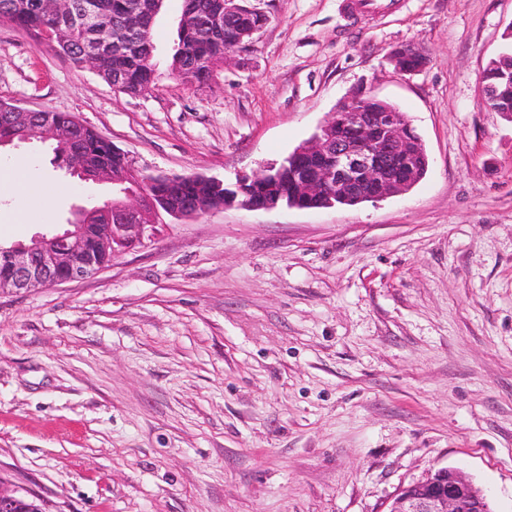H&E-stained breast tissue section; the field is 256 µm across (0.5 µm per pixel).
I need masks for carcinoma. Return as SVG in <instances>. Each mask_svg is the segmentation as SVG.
Masks as SVG:
<instances>
[{
  "label": "carcinoma",
  "instance_id": "1",
  "mask_svg": "<svg viewBox=\"0 0 512 512\" xmlns=\"http://www.w3.org/2000/svg\"><path fill=\"white\" fill-rule=\"evenodd\" d=\"M70 2L75 13L88 12L96 19V25L111 31L110 46L96 65L97 74L125 94L148 92L154 84L155 72L152 26L163 0H140L141 22L137 26L133 25L127 10L133 0ZM217 13H224V0H183L178 42L170 62L172 72L194 71L208 77L211 70L224 61L234 32L257 22V18L243 14L224 20V26L217 31L201 28L200 23ZM0 19L39 35L45 31L50 33L49 44L78 67L82 66L86 47L93 40V29L75 25L47 11L43 0H0ZM511 64L512 49H508L501 54L499 65L487 69L482 79L484 85L497 84L498 106L509 109H512V71L505 80L500 79V74ZM42 121L57 126V138L51 141L57 160H63L73 149L80 148L90 169L107 168L127 181L140 179L138 186L145 193L142 197L145 203L149 201L159 207L164 203L172 207L197 204L204 209L209 206L210 191L205 183L187 178L176 186H169L149 174L128 168V161L112 153V143L102 139L96 131L90 128L71 130L65 115L47 112Z\"/></svg>",
  "mask_w": 512,
  "mask_h": 512
}]
</instances>
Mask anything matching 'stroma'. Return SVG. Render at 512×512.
Here are the masks:
<instances>
[{
	"mask_svg": "<svg viewBox=\"0 0 512 512\" xmlns=\"http://www.w3.org/2000/svg\"><path fill=\"white\" fill-rule=\"evenodd\" d=\"M342 2L260 0L264 30L189 83L164 0L140 95L0 21V100L77 115L153 174L234 182L360 90L430 159L402 195L171 217L90 278L0 295V484L42 512H384L442 467L512 512V121L478 105L512 0ZM16 157L45 195L0 192L2 244L112 198L49 143ZM408 55H412V56L421 55L419 67L417 68L416 71L411 72V73H408L406 71L415 69L416 66L418 65V59L412 58V57L405 59L403 61V67L406 70L405 71L402 69V60L405 56H408ZM392 61L398 70L404 72L407 75H411L425 67V65L427 63V58L424 54H421L415 48L407 46V47H401V48L397 49L394 52V54L392 55Z\"/></svg>",
	"mask_w": 512,
	"mask_h": 512,
	"instance_id": "obj_1",
	"label": "stroma"
}]
</instances>
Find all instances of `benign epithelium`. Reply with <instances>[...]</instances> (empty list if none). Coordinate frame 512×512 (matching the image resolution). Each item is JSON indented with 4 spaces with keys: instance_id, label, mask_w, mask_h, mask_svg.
I'll return each instance as SVG.
<instances>
[{
    "instance_id": "1",
    "label": "benign epithelium",
    "mask_w": 512,
    "mask_h": 512,
    "mask_svg": "<svg viewBox=\"0 0 512 512\" xmlns=\"http://www.w3.org/2000/svg\"><path fill=\"white\" fill-rule=\"evenodd\" d=\"M252 12L260 22L240 33L237 44L248 43L266 26L267 14L253 0H224V14ZM371 94L359 91L341 103L312 139L295 156L314 163L308 176L294 182V195L316 207L323 196L340 195L378 201L407 190L408 173L415 172V132L402 112H372ZM13 120L21 126L16 137L53 140L56 129L33 119V111L16 108ZM284 168L271 164L242 174L231 187L207 178L210 192L219 199L210 209L236 204L247 210H271L282 205L273 184ZM97 178L112 182V212L118 224L71 223L52 235H36L30 243L0 246V295L84 280L100 270L97 255L118 243L119 253L146 246L159 234L161 210H146L141 191L118 186L117 176L101 170ZM26 498L0 483V512H19ZM385 512H492L487 497L454 469L441 468L423 481L401 488Z\"/></svg>"
}]
</instances>
